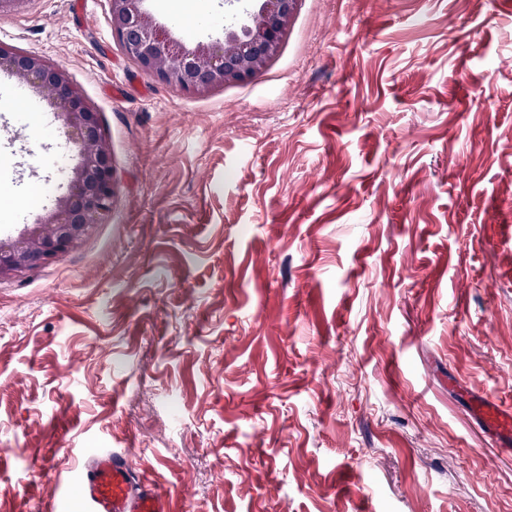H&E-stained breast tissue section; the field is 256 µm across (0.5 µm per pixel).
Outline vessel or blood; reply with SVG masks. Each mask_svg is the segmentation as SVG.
Listing matches in <instances>:
<instances>
[{
  "label": "vessel or blood",
  "mask_w": 512,
  "mask_h": 512,
  "mask_svg": "<svg viewBox=\"0 0 512 512\" xmlns=\"http://www.w3.org/2000/svg\"><path fill=\"white\" fill-rule=\"evenodd\" d=\"M497 432L512 430V416L502 413L489 400L476 401L472 407ZM77 484L88 512H172L171 497L157 484L147 480L129 455L109 449L85 456L70 479L61 480L62 488Z\"/></svg>",
  "instance_id": "obj_1"
}]
</instances>
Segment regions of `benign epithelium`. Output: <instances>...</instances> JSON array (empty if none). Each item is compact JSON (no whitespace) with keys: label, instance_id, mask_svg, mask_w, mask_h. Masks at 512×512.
I'll use <instances>...</instances> for the list:
<instances>
[{"label":"benign epithelium","instance_id":"1","mask_svg":"<svg viewBox=\"0 0 512 512\" xmlns=\"http://www.w3.org/2000/svg\"><path fill=\"white\" fill-rule=\"evenodd\" d=\"M112 33L126 55L163 83L204 95L260 74L280 52L298 0H258L224 39L187 45L144 6L146 0H108ZM0 71L45 92L58 110L79 163L67 191L33 230L0 239V279L31 270L78 248L108 218L114 193L112 161L98 113L73 86L67 72L37 56L0 44Z\"/></svg>","mask_w":512,"mask_h":512}]
</instances>
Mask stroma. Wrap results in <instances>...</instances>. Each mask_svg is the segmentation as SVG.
I'll return each mask as SVG.
<instances>
[{"instance_id":"1","label":"stroma","mask_w":512,"mask_h":512,"mask_svg":"<svg viewBox=\"0 0 512 512\" xmlns=\"http://www.w3.org/2000/svg\"><path fill=\"white\" fill-rule=\"evenodd\" d=\"M147 7L196 43L255 4ZM0 43L67 71L114 177L78 249L0 279V512H83L56 474L99 448L176 512H512L468 403L512 410V0H299L265 71L202 96L107 0H21ZM69 149L0 72V239Z\"/></svg>"}]
</instances>
